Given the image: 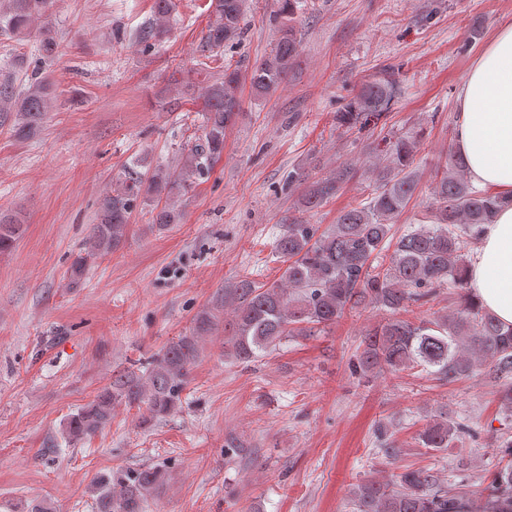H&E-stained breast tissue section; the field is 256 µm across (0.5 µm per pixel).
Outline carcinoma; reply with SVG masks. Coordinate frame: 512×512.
<instances>
[{
  "mask_svg": "<svg viewBox=\"0 0 512 512\" xmlns=\"http://www.w3.org/2000/svg\"><path fill=\"white\" fill-rule=\"evenodd\" d=\"M303 5V0H281L279 37L250 72V85L259 99L277 93L297 62L298 44L290 21ZM50 6L51 0H7L0 7V30L25 35ZM172 8V0H154L153 23L145 38L167 30ZM211 8L204 50L217 53L240 41L248 0H211ZM240 94L239 70L224 67V76L202 91L203 139L182 153L176 170H155L146 186L132 171L128 180L103 197L84 253L70 265L69 286L81 283L90 260L124 243L141 191L171 195L221 158L225 130L240 110ZM394 94L391 79L368 82L338 113L337 121L355 127L363 117L388 110ZM51 99L46 78L21 91L9 80L0 81V120L15 116L19 132L29 135L51 107ZM422 137L417 131L390 145L388 164L376 165L375 187L366 202L341 213L329 231L319 235L311 224L287 225L274 242L275 253L286 263L278 281L266 284L244 278L224 289L228 317L220 318L217 307L200 310L190 335L166 346L145 370L114 374L94 402L66 419L62 437L78 441L111 425L116 403L138 408L144 424L175 412L200 354L199 338L221 323L224 356L252 362L290 338L320 333L348 309L374 304L397 314L437 288L467 290L465 270L479 241L480 226L491 222L500 199L474 187L461 157L450 152L433 190L434 223L394 237L393 220L415 194L408 168ZM343 178L341 173L313 183L302 196L303 208H318L336 196ZM18 231L19 225L0 218V253L13 247ZM417 367L450 383L482 375L495 388L502 410L512 417V328L502 327L468 294L461 295L451 315L419 322L392 319L365 335L357 362L361 373H399ZM457 432L454 422L440 415L418 440L424 448L440 450L452 443ZM497 448L500 462L490 484L478 491V512H512V439H503ZM164 482L165 472L158 467L119 469L97 481L94 510L145 512ZM471 495L470 491L449 493L447 482L433 469H406L387 482L360 483L350 508L352 512H461L471 507Z\"/></svg>",
  "mask_w": 512,
  "mask_h": 512,
  "instance_id": "1",
  "label": "carcinoma"
}]
</instances>
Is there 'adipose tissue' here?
I'll return each mask as SVG.
<instances>
[{
	"instance_id": "obj_1",
	"label": "adipose tissue",
	"mask_w": 512,
	"mask_h": 512,
	"mask_svg": "<svg viewBox=\"0 0 512 512\" xmlns=\"http://www.w3.org/2000/svg\"><path fill=\"white\" fill-rule=\"evenodd\" d=\"M454 142L471 182L505 197L469 262L471 293L512 327V21L503 24L457 91Z\"/></svg>"
}]
</instances>
